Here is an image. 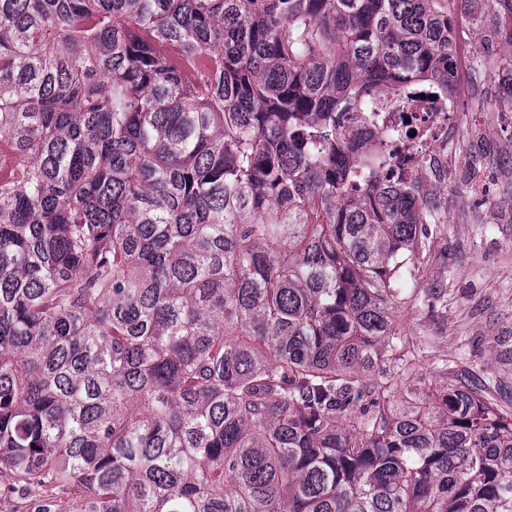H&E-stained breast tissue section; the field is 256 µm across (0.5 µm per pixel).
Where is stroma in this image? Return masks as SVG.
<instances>
[{
  "label": "stroma",
  "mask_w": 512,
  "mask_h": 512,
  "mask_svg": "<svg viewBox=\"0 0 512 512\" xmlns=\"http://www.w3.org/2000/svg\"><path fill=\"white\" fill-rule=\"evenodd\" d=\"M455 53L464 65L460 79L467 94L460 101L472 131L482 133L480 149L492 179L491 191L474 196L464 182L438 189L443 224L420 268L419 285L442 289L435 310L409 306L403 331L411 340L431 342L419 366L423 376L444 382L437 359L479 377L484 395L512 417V217L499 207L512 203V95L497 68L475 78L474 50L487 27L512 29V14L482 4L454 12Z\"/></svg>",
  "instance_id": "obj_1"
}]
</instances>
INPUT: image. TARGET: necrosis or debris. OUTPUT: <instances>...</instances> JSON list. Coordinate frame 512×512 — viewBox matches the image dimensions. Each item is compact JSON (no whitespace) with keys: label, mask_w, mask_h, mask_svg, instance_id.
Instances as JSON below:
<instances>
[{"label":"necrosis or debris","mask_w":512,"mask_h":512,"mask_svg":"<svg viewBox=\"0 0 512 512\" xmlns=\"http://www.w3.org/2000/svg\"><path fill=\"white\" fill-rule=\"evenodd\" d=\"M459 100L453 85L427 83L406 94L383 89L373 94L371 111L348 113L342 128L355 154L377 157L384 186L404 189L426 177L447 184L464 163Z\"/></svg>","instance_id":"1"}]
</instances>
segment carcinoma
<instances>
[{"mask_svg":"<svg viewBox=\"0 0 512 512\" xmlns=\"http://www.w3.org/2000/svg\"><path fill=\"white\" fill-rule=\"evenodd\" d=\"M0 0V478L31 512H512V417L399 325L435 195L337 134L448 2Z\"/></svg>","mask_w":512,"mask_h":512,"instance_id":"1","label":"carcinoma"}]
</instances>
